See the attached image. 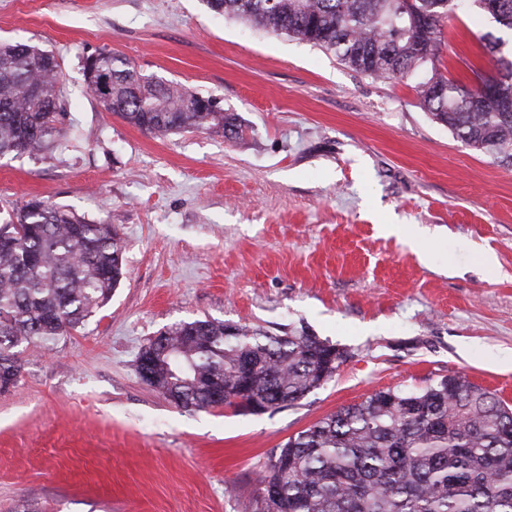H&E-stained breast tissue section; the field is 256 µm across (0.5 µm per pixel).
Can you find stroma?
<instances>
[{
    "label": "stroma",
    "mask_w": 512,
    "mask_h": 512,
    "mask_svg": "<svg viewBox=\"0 0 512 512\" xmlns=\"http://www.w3.org/2000/svg\"><path fill=\"white\" fill-rule=\"evenodd\" d=\"M487 33L512 56V31L450 13L439 72H493ZM1 41L54 52L73 125L0 157V222L40 198L112 224L125 252L111 299L0 391V512H251L266 454L371 392L456 374L512 407V165L433 121L417 77L357 73L206 0H0ZM101 49L217 98L242 137L106 112L83 70ZM204 318L349 357L292 407L179 409L136 359Z\"/></svg>",
    "instance_id": "1"
}]
</instances>
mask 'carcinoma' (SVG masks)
<instances>
[{
    "instance_id": "cac0c4a2",
    "label": "carcinoma",
    "mask_w": 512,
    "mask_h": 512,
    "mask_svg": "<svg viewBox=\"0 0 512 512\" xmlns=\"http://www.w3.org/2000/svg\"><path fill=\"white\" fill-rule=\"evenodd\" d=\"M459 0H207L218 14L312 43L378 79L415 76L421 105L464 145L512 163V60L477 81L436 73L442 19ZM495 22L512 31V0ZM57 57L0 44V157L49 149L66 125ZM107 72L112 112L143 132L216 130L239 117L124 57L85 58L96 84ZM123 275L112 225L30 200L0 224V390L16 383L25 348H45L102 308ZM348 352L304 331L272 336L211 319L182 322L141 349L137 370L177 408L293 406L332 378ZM224 392V402L213 391ZM252 512H512V409L460 375L417 391L378 390L291 436L267 454Z\"/></svg>"
}]
</instances>
